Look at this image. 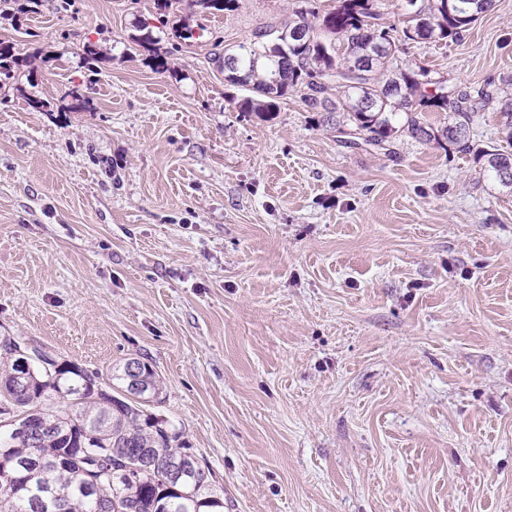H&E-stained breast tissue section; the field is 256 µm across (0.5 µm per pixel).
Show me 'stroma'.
<instances>
[{
	"label": "stroma",
	"mask_w": 512,
	"mask_h": 512,
	"mask_svg": "<svg viewBox=\"0 0 512 512\" xmlns=\"http://www.w3.org/2000/svg\"><path fill=\"white\" fill-rule=\"evenodd\" d=\"M60 2L0 16L41 50L0 86V336L105 377L150 363L149 410L224 512H512V196L450 146L352 148L298 97L230 104L219 56L297 0L156 23L163 73L130 50L153 0ZM397 62L498 87L473 143L507 149L512 0Z\"/></svg>",
	"instance_id": "obj_1"
}]
</instances>
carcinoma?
<instances>
[{
    "instance_id": "cac0c4a2",
    "label": "carcinoma",
    "mask_w": 512,
    "mask_h": 512,
    "mask_svg": "<svg viewBox=\"0 0 512 512\" xmlns=\"http://www.w3.org/2000/svg\"><path fill=\"white\" fill-rule=\"evenodd\" d=\"M223 12L236 0H154L164 16L181 2ZM495 0H403V27L384 22L377 0H298L292 17L272 33L257 32L236 52H224L231 87L248 91L229 101L241 112L266 117L279 100L298 94L309 112L335 124L351 147L383 149L399 134L473 152L472 112L495 99L484 86L436 94L409 69L393 65L401 43L459 40ZM131 50L148 54L158 71L170 68L146 32ZM16 43L0 39V86L24 77ZM336 91V98L330 91ZM451 108L448 124L421 121L426 108ZM476 159L497 185L512 192V152L480 150ZM0 350V512H224L210 469L183 451L181 433L145 410L161 395L148 363L130 359L108 379L43 351L26 371L14 354Z\"/></svg>"
}]
</instances>
